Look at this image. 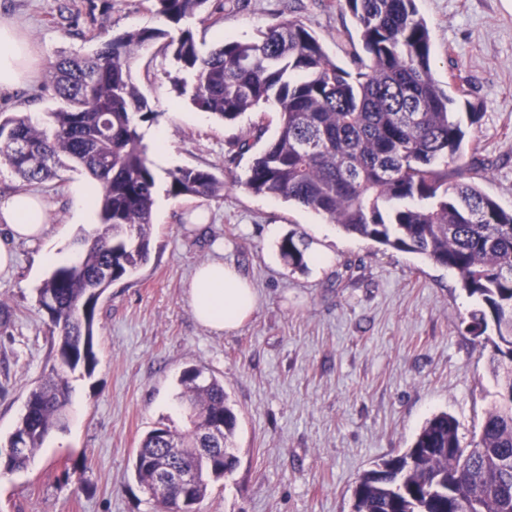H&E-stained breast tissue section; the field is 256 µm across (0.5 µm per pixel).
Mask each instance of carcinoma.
<instances>
[{"mask_svg":"<svg viewBox=\"0 0 512 512\" xmlns=\"http://www.w3.org/2000/svg\"><path fill=\"white\" fill-rule=\"evenodd\" d=\"M209 0H153L157 14L178 24ZM356 20L363 55L348 72L332 62L319 39L293 19L250 42L226 41L200 52L193 32L133 29L84 56H61L46 81L61 106L35 120L0 116V160L24 185L81 169L97 184L100 229L78 239L77 259L55 268L37 288L58 341L51 376L29 393L26 412L5 446L0 471L25 468L46 437L63 427L71 404L67 372L92 369L99 298L113 282L135 274L150 257L157 177L140 128L155 118L133 83L130 64L147 45L165 40L191 89L179 94L224 122L272 104L276 136L254 155L245 185L325 216L349 234L386 248L419 254L456 271L464 290L484 307L465 322L479 338L494 326L496 399L479 433L464 445L457 420L429 419L411 446L358 479L351 512H512V212L480 187L486 165L472 148L456 98L430 67V33L415 0H336ZM112 158L104 168L99 160ZM169 193L224 197L213 171L181 168ZM279 250L292 267L306 266L303 240L290 233ZM189 426L161 422L138 448L137 480L161 512H195L211 483L237 463V415L224 383L195 367L180 378ZM23 445L24 451L14 448ZM206 449L197 459L172 448ZM168 468L198 470L188 494L161 484Z\"/></svg>","mask_w":512,"mask_h":512,"instance_id":"cac0c4a2","label":"carcinoma"}]
</instances>
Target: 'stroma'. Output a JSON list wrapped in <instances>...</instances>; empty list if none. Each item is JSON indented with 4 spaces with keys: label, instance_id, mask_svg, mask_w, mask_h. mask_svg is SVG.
I'll list each match as a JSON object with an SVG mask.
<instances>
[{
    "label": "stroma",
    "instance_id": "obj_1",
    "mask_svg": "<svg viewBox=\"0 0 512 512\" xmlns=\"http://www.w3.org/2000/svg\"><path fill=\"white\" fill-rule=\"evenodd\" d=\"M218 22L188 20L201 52L226 40L249 41L283 19L313 32L329 58L353 70L362 52L357 24L335 0H210ZM431 37L440 87L466 81L479 117L467 124L488 166L482 189L512 210V0H416ZM17 24L38 58L34 77L0 94V113L34 117L59 102L43 76L62 54L85 55L132 28H160L150 0H0V23ZM178 65L162 43L140 51L131 75L156 112L142 134L166 135V165L156 167L150 259L116 281L97 306L98 363L70 374L72 404L27 468L0 473V512H159L137 481L133 461L159 422L183 426L178 379L189 367L224 382L237 412L238 465L212 482L198 512H351L359 475L408 448L425 422L445 412L462 442L478 431L495 400L491 343L464 330L480 308L452 270L345 233L323 216L257 194L245 184L263 141L239 153L256 123L278 130L274 107L222 122L178 95ZM207 168L224 179L220 199L169 194V175ZM82 171L36 186L50 233L64 249L97 228L81 217ZM208 214L205 232L192 230ZM303 234L328 254L321 268L288 266L281 237ZM223 247L257 289L252 316L232 333L211 334L194 320L186 288ZM17 266L0 276V442L26 409L30 391L53 363L50 323L36 290L49 275L39 249L15 247Z\"/></svg>",
    "mask_w": 512,
    "mask_h": 512
}]
</instances>
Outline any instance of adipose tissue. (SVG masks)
<instances>
[{"label":"adipose tissue","instance_id":"ef3b65f1","mask_svg":"<svg viewBox=\"0 0 512 512\" xmlns=\"http://www.w3.org/2000/svg\"><path fill=\"white\" fill-rule=\"evenodd\" d=\"M38 59L13 25H0V92L30 79ZM48 215L43 200L18 190L0 196V232L40 247L41 261L53 265L61 256L47 240ZM187 299L195 321L216 335L238 329L255 311L259 295L232 265L213 259L199 265L188 285Z\"/></svg>","mask_w":512,"mask_h":512}]
</instances>
